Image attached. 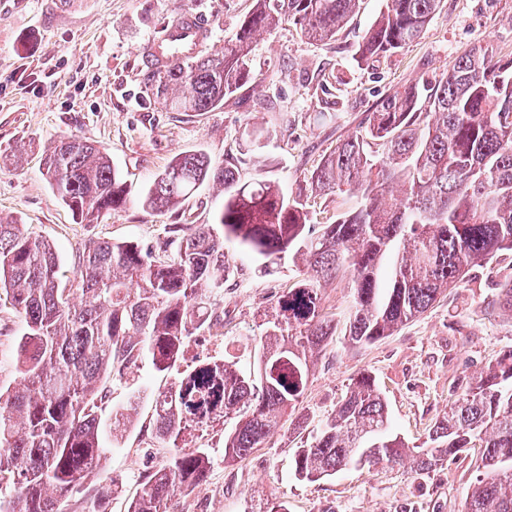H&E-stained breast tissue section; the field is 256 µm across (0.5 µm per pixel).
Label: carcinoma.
Returning <instances> with one entry per match:
<instances>
[{
	"label": "carcinoma",
	"instance_id": "obj_1",
	"mask_svg": "<svg viewBox=\"0 0 512 512\" xmlns=\"http://www.w3.org/2000/svg\"><path fill=\"white\" fill-rule=\"evenodd\" d=\"M361 0H252L224 48L199 52L165 73L151 72L153 96L172 112H212L252 79L256 36L290 21L310 42L329 44ZM441 0H386L358 44L360 62L415 42ZM49 184L73 216L93 224L126 205L130 187L93 142L62 137L45 152ZM204 182L224 188L214 224H176L175 250L161 260L129 241L85 247L71 287H60V258L48 242L0 220V295L23 317L14 368L22 382L0 392V512H63L73 491L103 471L107 436L134 427L131 401L102 417L108 384L143 354L164 372L209 319L230 261L224 243L265 259L271 270L299 257L306 278L276 297L260 324L256 374L224 359H199L153 399L155 438L172 445L127 512H173L175 493L205 481L204 448H183L214 422L236 419L224 435V462L249 456L292 418L313 359L336 335L319 282L348 277V340L368 346L427 312L464 281L466 270L512 252V59L474 49L438 79L405 85L367 113L355 134L306 178L319 196L355 204L332 222L313 223L308 198L285 195L271 180L241 177L235 159L214 165L200 150L178 153L144 190L142 203L165 212ZM377 463L428 473L480 448L465 512H512V348L486 370L409 447L390 432L386 403L367 372L352 379L334 413L306 448L296 479L331 477L357 464L358 449Z\"/></svg>",
	"mask_w": 512,
	"mask_h": 512
}]
</instances>
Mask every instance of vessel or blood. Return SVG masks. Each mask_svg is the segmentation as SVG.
<instances>
[{
  "label": "vessel or blood",
  "instance_id": "b4317fda",
  "mask_svg": "<svg viewBox=\"0 0 512 512\" xmlns=\"http://www.w3.org/2000/svg\"><path fill=\"white\" fill-rule=\"evenodd\" d=\"M209 39V31L189 10H181L165 34L162 46L147 44L145 54L158 71H166L173 64L195 56Z\"/></svg>",
  "mask_w": 512,
  "mask_h": 512
}]
</instances>
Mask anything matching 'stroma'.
<instances>
[{
    "label": "stroma",
    "mask_w": 512,
    "mask_h": 512,
    "mask_svg": "<svg viewBox=\"0 0 512 512\" xmlns=\"http://www.w3.org/2000/svg\"><path fill=\"white\" fill-rule=\"evenodd\" d=\"M184 6L210 29L214 51L249 0H0V152L22 158L17 169L0 171V219L21 223L53 245L62 280L72 279L90 242L129 241L153 251L171 225L212 223L224 192L210 183L162 214L141 202L142 192L181 151L203 150L216 165L236 156L245 177L294 191L304 173L392 89L440 77L458 55L480 45L512 58V0H443L417 42L379 61L358 62L361 37L385 6L384 0H363L334 43L307 42L288 22L259 37L251 55L253 78L224 108L172 112L148 89L143 50ZM336 73L343 84L323 85V75ZM249 125L268 131L254 147L245 142ZM64 136L104 148L131 187L126 205L98 223H76L45 175L42 153ZM230 254L231 274L213 300L211 321L192 336L184 364L228 358L255 370L261 311L302 277L288 258L268 275L253 255L235 248ZM509 283L510 251L472 268L462 287L394 335L364 347L350 346L345 336L346 277L323 285V302L338 327L296 408L300 424L284 423L262 447L228 465L225 425L215 423L201 441L210 457L207 478L191 494L176 496V512H258L278 502L288 512H463L478 449L424 475L348 467L316 482L295 478L294 452L316 436L362 372L376 379L392 431L422 444L455 393L512 346V317L498 308L500 290ZM23 330L14 311L0 310V387L18 382L12 361ZM174 378L145 355L127 380L112 382L105 409L139 397L135 425L108 448L102 481L74 492L67 512H92L102 482L117 489L104 504L107 512H126L145 477L169 454L152 436L150 400Z\"/></svg>",
    "instance_id": "obj_1"
}]
</instances>
